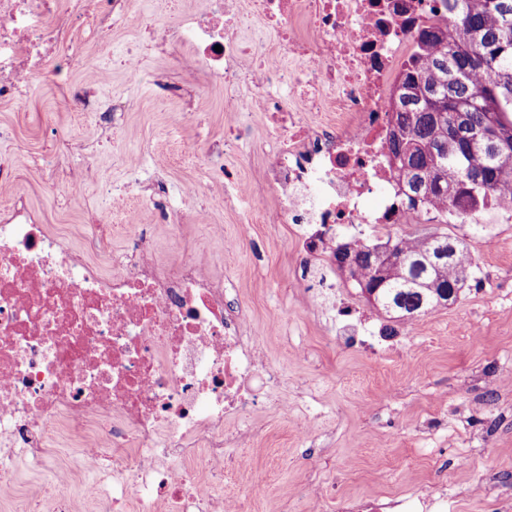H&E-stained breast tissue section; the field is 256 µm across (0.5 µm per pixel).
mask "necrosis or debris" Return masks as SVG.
<instances>
[{
  "mask_svg": "<svg viewBox=\"0 0 512 512\" xmlns=\"http://www.w3.org/2000/svg\"><path fill=\"white\" fill-rule=\"evenodd\" d=\"M0 0V101L20 104L47 61L70 72L78 48L60 27L97 19L101 40L138 20L154 40L189 42L193 60L219 82L247 83L274 145L260 171L280 201L279 223L299 225L302 247L327 261L336 232L412 224L389 140L404 64L434 0H208L179 26L134 18L131 0ZM272 32L294 63L266 50ZM380 195L370 207L371 195ZM123 251L106 255L109 228L75 247L50 234L24 200L0 211V442L25 450L69 483L100 476L91 512H246L240 496L213 497L227 475L262 484L232 451L254 429L258 403L287 412L274 395L281 372L259 354L246 307L196 253L164 262L147 225L129 216ZM75 470L58 461L66 445Z\"/></svg>",
  "mask_w": 512,
  "mask_h": 512,
  "instance_id": "obj_1",
  "label": "necrosis or debris"
}]
</instances>
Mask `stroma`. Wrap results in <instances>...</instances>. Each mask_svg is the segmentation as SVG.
<instances>
[{
	"label": "stroma",
	"instance_id": "1",
	"mask_svg": "<svg viewBox=\"0 0 512 512\" xmlns=\"http://www.w3.org/2000/svg\"><path fill=\"white\" fill-rule=\"evenodd\" d=\"M80 38L68 84L49 73L24 107L0 102V158L16 163L14 181L0 184V210L25 194L50 233L77 245L91 225H111L112 252L125 242L130 212L141 211L163 251L173 240L161 211L208 213V223L183 224L174 241L207 252L214 273L252 309L261 351L284 372L282 393L308 392L301 407L316 438L306 447L296 417L261 404L251 410L260 433L243 453L265 481L253 488L226 480L248 512H276L287 496L295 512H334L339 501L383 512L392 500L394 512H418L423 489L448 512H512V222L495 215L438 225L470 245L476 284L454 304L391 325L346 274L304 254L295 225L273 223L280 203L270 192L226 200L203 194L214 174L211 145L223 146L238 182L251 183L271 144L261 113L233 111L207 70H186L188 44H159L148 30L126 25L108 49L119 56L134 48L138 68H113L102 83L107 48L92 25ZM76 85L126 101L122 120L103 131L99 113L72 103ZM239 127L250 134L237 142ZM131 153L144 156L141 167L127 165ZM191 186L200 193L189 199ZM318 273L335 279L338 306L360 317L370 346L334 339L315 291Z\"/></svg>",
	"mask_w": 512,
	"mask_h": 512
}]
</instances>
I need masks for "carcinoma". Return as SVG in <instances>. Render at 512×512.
I'll list each match as a JSON object with an SVG mask.
<instances>
[{"instance_id":"cac0c4a2","label":"carcinoma","mask_w":512,"mask_h":512,"mask_svg":"<svg viewBox=\"0 0 512 512\" xmlns=\"http://www.w3.org/2000/svg\"><path fill=\"white\" fill-rule=\"evenodd\" d=\"M451 25L418 33L392 133L391 152L407 204L448 223L496 215L512 205V0H439ZM492 128L507 150L490 162L474 141ZM395 262L384 264L362 245L336 243L334 264L347 271L375 307L398 322L454 303L473 277L468 245L446 233L387 234Z\"/></svg>"}]
</instances>
